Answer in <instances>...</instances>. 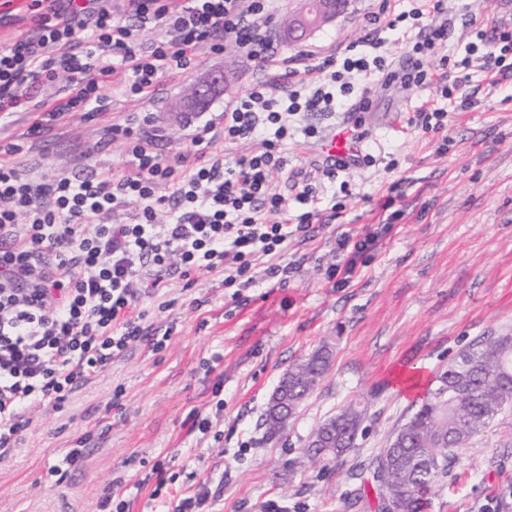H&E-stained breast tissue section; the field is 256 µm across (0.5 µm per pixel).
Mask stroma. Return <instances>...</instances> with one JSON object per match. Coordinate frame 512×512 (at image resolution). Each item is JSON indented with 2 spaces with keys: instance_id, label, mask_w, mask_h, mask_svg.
Here are the masks:
<instances>
[{
  "instance_id": "obj_1",
  "label": "stroma",
  "mask_w": 512,
  "mask_h": 512,
  "mask_svg": "<svg viewBox=\"0 0 512 512\" xmlns=\"http://www.w3.org/2000/svg\"><path fill=\"white\" fill-rule=\"evenodd\" d=\"M301 0H275L270 37L285 56L344 46L364 37L363 17L380 0H350L346 14L300 43L281 19ZM512 14V0H455L451 54L467 25ZM225 84L209 106L185 117L175 103L205 72ZM266 72L234 49L202 56L194 69L164 78L153 97L130 101L121 85L101 112H73L29 135L31 109L0 112V146L33 177H86L126 167L123 145L105 143L106 127L134 112L154 115L157 150H191L200 127L221 122L224 102ZM364 85L373 167L347 178L352 194L335 219L293 237L286 279L263 281L232 299L218 272L193 285L174 277L162 302L146 300L161 350L142 343L60 404L35 409L13 447L0 450V512H98L106 490L126 512H174L207 494V512H373L367 467L410 419L423 390L469 344L512 333V74L471 69L459 88L470 108L444 101L448 137L410 127L432 90L409 95ZM447 153H439L440 142ZM406 180L402 229L388 236L353 286L334 288L325 273L336 238L377 222L393 181ZM329 345V370L287 430L269 440L260 415L280 377L300 358ZM368 400L366 429L351 461L324 465L304 454L313 430L351 399ZM223 411H216V402ZM209 418L207 431L192 427ZM83 458L62 463L69 449ZM430 512H512V406L460 449L432 491Z\"/></svg>"
}]
</instances>
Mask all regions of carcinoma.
<instances>
[{
    "label": "carcinoma",
    "instance_id": "cac0c4a2",
    "mask_svg": "<svg viewBox=\"0 0 512 512\" xmlns=\"http://www.w3.org/2000/svg\"><path fill=\"white\" fill-rule=\"evenodd\" d=\"M332 351L319 349L288 368L261 416L265 436L272 440L316 389L329 370ZM438 386L410 420L371 462L377 490L376 512H427L433 486L448 468L455 450L486 429L498 413L512 404V334L505 332L463 350L437 377ZM288 400L276 417L270 406ZM368 405L356 399L320 424L332 447L315 449L328 463L344 462L357 447L367 420Z\"/></svg>",
    "mask_w": 512,
    "mask_h": 512
}]
</instances>
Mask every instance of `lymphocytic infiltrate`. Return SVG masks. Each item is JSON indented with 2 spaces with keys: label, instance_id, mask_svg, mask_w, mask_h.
Listing matches in <instances>:
<instances>
[{
  "label": "lymphocytic infiltrate",
  "instance_id": "obj_1",
  "mask_svg": "<svg viewBox=\"0 0 512 512\" xmlns=\"http://www.w3.org/2000/svg\"><path fill=\"white\" fill-rule=\"evenodd\" d=\"M28 8L32 33L0 47V112L23 109L34 84L60 74L69 79L63 98L38 107L33 135L68 113L100 111L113 83L131 100L142 99L162 78L229 44L262 63L269 76L227 102L222 125L204 126L194 137V145L210 150L204 163L185 153L163 158L148 112L110 129L130 158L124 171L45 182L0 161L1 448L29 426L34 409L64 401L115 357L150 340L141 301L158 296L170 277L220 271L225 287L242 292L287 275L281 260L289 240L329 221L321 206L324 182L350 190L342 178L349 166L341 161L315 160L288 171L289 140L299 132L320 135L304 124L305 115L341 114L360 140H369L361 114L371 101L359 83L371 76L403 94L435 87L436 99L420 106L410 124L444 133L448 112L439 102L451 99L452 90L435 83L432 58L462 71L476 63L499 68L512 55L509 17L489 31L473 28L462 50L438 56L448 42V0H417L408 10L365 15L364 38L340 52L310 53L309 64L286 82L278 46L263 32L271 0H30ZM157 26L163 36L148 38ZM390 31L402 34L401 57L392 55ZM257 138L261 149L225 165V145ZM283 170L296 191L295 212L273 180ZM402 186L390 184L382 222L337 239L340 260L326 271L336 287L349 286L359 258L377 253L404 220L394 199ZM164 210L170 220L163 224Z\"/></svg>",
  "mask_w": 512,
  "mask_h": 512
}]
</instances>
